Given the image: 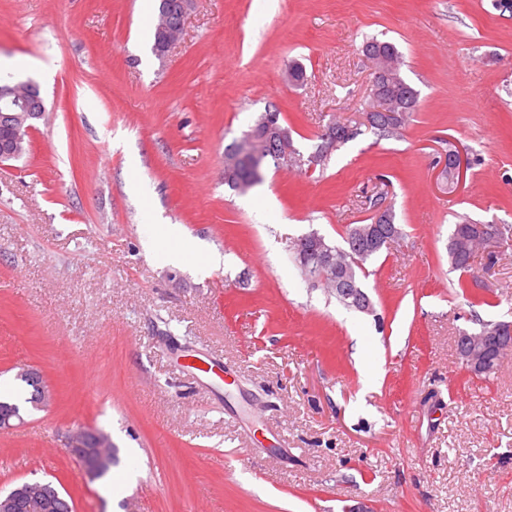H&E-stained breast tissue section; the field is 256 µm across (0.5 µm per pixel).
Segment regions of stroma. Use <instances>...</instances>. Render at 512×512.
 <instances>
[{"instance_id": "35a3bbf8", "label": "stroma", "mask_w": 512, "mask_h": 512, "mask_svg": "<svg viewBox=\"0 0 512 512\" xmlns=\"http://www.w3.org/2000/svg\"><path fill=\"white\" fill-rule=\"evenodd\" d=\"M491 3L197 0L161 61L156 0H0V58L28 60L15 76L46 107L29 153L0 162V379L23 417L0 430V490L49 479L75 512H512V351L485 381L456 350L512 323V246L464 289L448 260L459 217L512 225V16ZM371 38L418 94L401 136L364 127L324 169L231 191L224 149L266 109L303 152L362 123ZM451 149L470 161L457 184ZM377 201L403 234L367 262L362 313L292 246L342 245ZM185 239L223 264L169 262ZM193 351L235 392L188 375ZM27 367L52 390L38 409ZM80 427L110 435L106 478L66 452Z\"/></svg>"}]
</instances>
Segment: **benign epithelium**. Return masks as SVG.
I'll return each instance as SVG.
<instances>
[{
    "label": "benign epithelium",
    "mask_w": 512,
    "mask_h": 512,
    "mask_svg": "<svg viewBox=\"0 0 512 512\" xmlns=\"http://www.w3.org/2000/svg\"><path fill=\"white\" fill-rule=\"evenodd\" d=\"M196 0H175V5L167 6L164 16V24L159 30V40L156 54L163 59L170 50L182 38L185 23L194 9ZM45 115V105L39 96L37 87L30 83L0 84V160L16 159L21 155L24 143L34 129V123ZM265 126L252 133L254 137H260L270 142H278L281 149L280 156L288 157L290 148L288 142V130L280 128L273 116H267ZM446 166L455 177L462 178L467 170L465 159L456 151H448ZM495 235L484 241L479 251L470 259L471 267H476L478 262L489 264L488 254H499L500 249L509 241L504 229L494 225ZM301 242L311 247L317 260L316 267L325 278L340 269L336 263L335 254L326 247L323 239L311 232L304 236ZM335 292L350 300V305L367 312L371 309V303L366 294L360 288H337ZM487 336L463 331L457 336L458 351L463 358L467 372L475 376L482 373L490 358L484 342ZM25 373L28 383L31 384L33 400L43 403L50 399L51 391L43 379L42 374L35 369H27ZM109 436L98 429L82 428L69 438L66 449L82 467L85 476L95 481L108 469L110 459L106 456V447ZM35 505L43 512H74L73 500L67 493L50 480H26L13 485L10 491L0 494V512H17L25 505Z\"/></svg>",
    "instance_id": "1"
}]
</instances>
